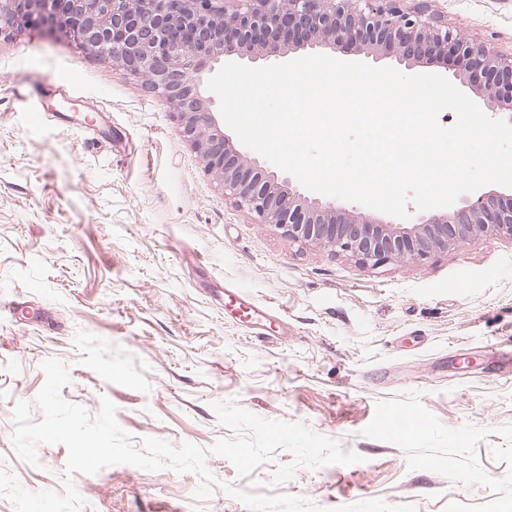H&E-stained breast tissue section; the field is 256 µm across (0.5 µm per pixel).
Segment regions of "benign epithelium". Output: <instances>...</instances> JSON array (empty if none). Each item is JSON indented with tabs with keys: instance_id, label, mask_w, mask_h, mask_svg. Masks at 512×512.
I'll return each instance as SVG.
<instances>
[{
	"instance_id": "benign-epithelium-1",
	"label": "benign epithelium",
	"mask_w": 512,
	"mask_h": 512,
	"mask_svg": "<svg viewBox=\"0 0 512 512\" xmlns=\"http://www.w3.org/2000/svg\"><path fill=\"white\" fill-rule=\"evenodd\" d=\"M31 26L58 32L142 79L172 107L205 172L240 207L283 230L290 243L349 252L364 264L422 261L481 234L512 240V194L486 192L389 224L321 204L220 129L207 95L213 65L235 54L270 61L299 51L391 55L410 68L426 55L452 60L456 76L512 112V57L461 37L426 0H0V35Z\"/></svg>"
}]
</instances>
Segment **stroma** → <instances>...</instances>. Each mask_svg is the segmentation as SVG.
Here are the masks:
<instances>
[{"mask_svg": "<svg viewBox=\"0 0 512 512\" xmlns=\"http://www.w3.org/2000/svg\"><path fill=\"white\" fill-rule=\"evenodd\" d=\"M468 39L512 54V0H431ZM266 308L255 334L227 304ZM512 240L481 236L416 263L365 265L291 244L225 198L167 101L62 36L0 37V457L31 491L63 492L64 445L39 463L12 447L17 402L50 358L60 391L102 399L134 438L211 447L232 399L302 423L360 455L221 482L305 497L324 512L364 500L415 512H512ZM417 423L386 429L382 415ZM73 484L91 512H247L222 490L197 500L192 473L119 464Z\"/></svg>", "mask_w": 512, "mask_h": 512, "instance_id": "obj_1", "label": "stroma"}]
</instances>
